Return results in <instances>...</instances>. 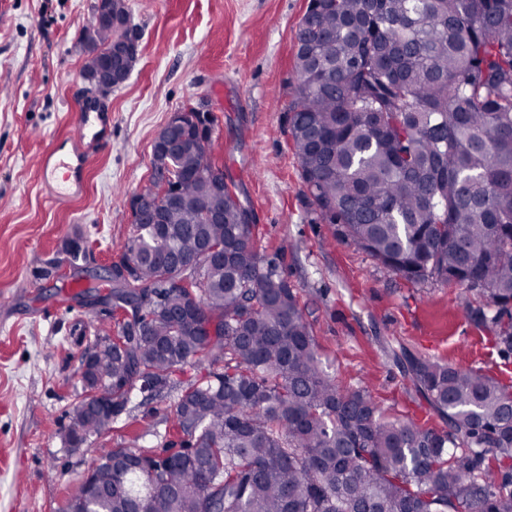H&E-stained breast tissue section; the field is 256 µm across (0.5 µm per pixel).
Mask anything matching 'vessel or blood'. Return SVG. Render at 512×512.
<instances>
[{"instance_id": "obj_1", "label": "vessel or blood", "mask_w": 512, "mask_h": 512, "mask_svg": "<svg viewBox=\"0 0 512 512\" xmlns=\"http://www.w3.org/2000/svg\"><path fill=\"white\" fill-rule=\"evenodd\" d=\"M111 130L112 112L108 107L92 98L81 101L74 132L67 139L69 157L60 156L54 149L48 151L43 162L44 171L52 174L58 169H65L75 179L73 188H82L81 175L88 159L108 141Z\"/></svg>"}]
</instances>
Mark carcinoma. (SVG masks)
I'll list each match as a JSON object with an SVG mask.
<instances>
[{
	"instance_id": "carcinoma-1",
	"label": "carcinoma",
	"mask_w": 512,
	"mask_h": 512,
	"mask_svg": "<svg viewBox=\"0 0 512 512\" xmlns=\"http://www.w3.org/2000/svg\"><path fill=\"white\" fill-rule=\"evenodd\" d=\"M88 27L109 56L112 29ZM297 43L286 112L317 219L389 272L484 297L469 317L512 353V0H308ZM169 161L178 199L146 194L161 223L133 224L105 297L117 334L95 327L82 398L107 416L76 403L67 430L105 438L135 392L209 372L170 406L181 450L103 449L60 512H512V390L402 350L437 432L340 386L235 185L222 223L194 206L224 159L210 145Z\"/></svg>"
}]
</instances>
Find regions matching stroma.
<instances>
[{
	"label": "stroma",
	"mask_w": 512,
	"mask_h": 512,
	"mask_svg": "<svg viewBox=\"0 0 512 512\" xmlns=\"http://www.w3.org/2000/svg\"><path fill=\"white\" fill-rule=\"evenodd\" d=\"M95 0H0V512H57L101 444L64 448L82 391L78 361L109 305L91 287L132 233L128 200L145 188L153 142L170 116L206 99L214 148L255 217L260 253L294 286L330 375L369 391L380 410L435 431L445 422L404 378L389 347L481 370L512 385V353L468 317L477 294L386 271L317 220L291 148L285 106L297 84L296 34L308 0H127L140 56L120 86L83 80L80 33ZM101 96L112 137L93 154L82 195L60 204L42 188L41 158L68 136L76 105ZM76 265H58L66 241ZM174 393L136 399L110 446L177 442Z\"/></svg>",
	"instance_id": "35a3bbf8"
}]
</instances>
